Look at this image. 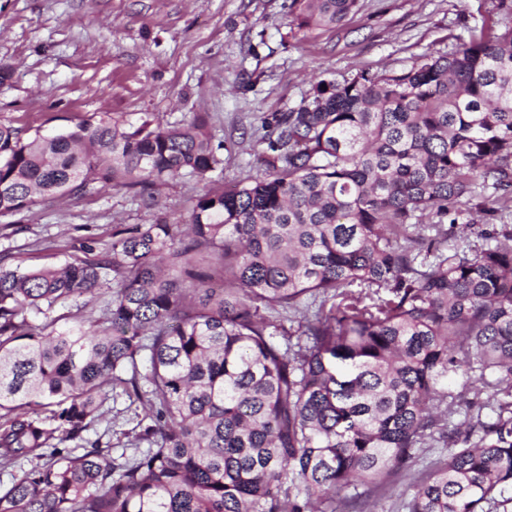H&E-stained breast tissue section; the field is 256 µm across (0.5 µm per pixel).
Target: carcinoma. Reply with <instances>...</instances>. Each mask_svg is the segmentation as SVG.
<instances>
[{"mask_svg":"<svg viewBox=\"0 0 512 512\" xmlns=\"http://www.w3.org/2000/svg\"><path fill=\"white\" fill-rule=\"evenodd\" d=\"M293 6L298 27L335 28L359 0ZM467 32L264 116L260 174L208 190L186 224H117L110 258L0 264V465L33 463L0 512H327L430 440L448 453L406 512L512 502L497 500L512 488V228L446 247L459 206L512 208V26ZM213 139L198 114L29 140L0 124V218L93 184L208 179L224 172ZM108 282L101 324L54 315ZM308 300L295 330L264 315ZM462 370L464 429L448 425ZM118 387L149 406V447L74 453Z\"/></svg>","mask_w":512,"mask_h":512,"instance_id":"1","label":"carcinoma"}]
</instances>
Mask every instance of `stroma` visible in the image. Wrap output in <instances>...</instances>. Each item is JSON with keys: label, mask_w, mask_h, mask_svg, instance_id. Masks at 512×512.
Segmentation results:
<instances>
[{"label": "stroma", "mask_w": 512, "mask_h": 512, "mask_svg": "<svg viewBox=\"0 0 512 512\" xmlns=\"http://www.w3.org/2000/svg\"><path fill=\"white\" fill-rule=\"evenodd\" d=\"M498 0H360L336 28L297 29L292 0H0V124L48 134L120 116L174 125L207 114L215 138L232 140L224 173L232 185L256 175L261 119L299 105L319 78L408 67L450 51L465 27L511 18ZM212 182V183H215ZM212 183L183 176L140 197L124 187L60 196L0 225L9 268L61 267L112 252L116 224L185 222ZM85 433L113 454L132 452L150 420L144 403L113 396ZM444 448L418 449L411 470L375 489L370 512H404L400 490L425 479Z\"/></svg>", "instance_id": "35a3bbf8"}]
</instances>
